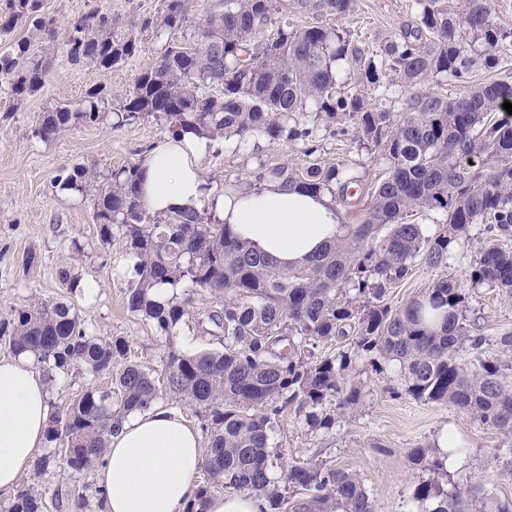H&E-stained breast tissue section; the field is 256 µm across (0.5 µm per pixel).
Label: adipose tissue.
Returning <instances> with one entry per match:
<instances>
[{
    "label": "adipose tissue",
    "mask_w": 512,
    "mask_h": 512,
    "mask_svg": "<svg viewBox=\"0 0 512 512\" xmlns=\"http://www.w3.org/2000/svg\"><path fill=\"white\" fill-rule=\"evenodd\" d=\"M208 146L190 131L153 144L141 168V196L150 211L214 208L240 238L282 267L306 263L345 233L328 195L296 185L268 182L212 197L201 167ZM48 420V385L31 361L0 359V494L16 489L44 446ZM206 454L199 430L182 414L161 404L130 413L97 469L105 512H184Z\"/></svg>",
    "instance_id": "obj_1"
}]
</instances>
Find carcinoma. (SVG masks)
<instances>
[{
    "label": "carcinoma",
    "instance_id": "carcinoma-1",
    "mask_svg": "<svg viewBox=\"0 0 512 512\" xmlns=\"http://www.w3.org/2000/svg\"><path fill=\"white\" fill-rule=\"evenodd\" d=\"M188 2L160 0L141 28L182 29ZM351 2L218 0L197 36L168 43L117 109L123 122L153 118L173 135L231 139L237 151L263 140L313 156L320 137L355 127L361 147L385 157L388 171L372 185L360 222L308 265L277 267L213 210L150 212L141 200L140 161L106 175L86 164L57 175L60 190L93 197L100 242L119 240L133 260L128 310L168 337L190 318L220 348L173 349L158 376L131 358L126 338L89 330L72 303L35 301L0 319V345L27 355L48 382L61 374L111 379L106 389L91 386L68 406H51L49 449L33 461L35 473L60 462L75 474L91 471L129 412L167 396L190 408L208 437L203 481L185 512H205L217 489L262 497L266 512H376L360 475L330 461L291 464L275 475L278 454L269 443L292 407L327 430L360 407L362 388L350 378L354 356L380 373L397 364L408 395L470 415L505 437L498 453L512 458V333L484 335L469 319L475 297L449 275L403 307L386 301L417 259L447 266L477 224L484 237L470 281L512 298V115L502 108L512 103V83L479 84L454 98L421 91L438 77L467 79L480 59L489 65L511 57L512 23L497 15L494 0H415L411 28L366 58L344 29L288 23V14L310 10L342 19ZM19 28L26 35L0 52L7 112L42 88L57 50L75 65L110 71L139 49L136 25H120L101 6L60 39L42 0H0V35ZM350 55L357 68L348 87L338 83L336 62ZM371 92L380 105L370 103ZM110 112L105 88L97 87L45 113L32 134L48 142ZM261 178L327 192L339 204L360 182L343 160L271 168ZM431 212L445 216L432 234L419 223ZM57 276L71 295L83 294L68 264ZM163 285L183 287L186 296L161 303L153 293ZM197 291L221 308L195 313ZM338 339L347 350L314 357L318 345ZM409 457L429 473L413 492L417 512H512V500L485 483L455 481L435 448L419 445ZM46 509L42 492L24 483L6 512Z\"/></svg>",
    "mask_w": 512,
    "mask_h": 512
}]
</instances>
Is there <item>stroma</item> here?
I'll return each instance as SVG.
<instances>
[{
	"instance_id": "1",
	"label": "stroma",
	"mask_w": 512,
	"mask_h": 512,
	"mask_svg": "<svg viewBox=\"0 0 512 512\" xmlns=\"http://www.w3.org/2000/svg\"><path fill=\"white\" fill-rule=\"evenodd\" d=\"M408 4L409 0H352L342 25L359 45L376 50L411 22ZM97 6L126 25L154 15L159 0H43L44 12L53 15L63 30ZM139 38L135 58L109 72L75 65L55 54L41 91L17 111L0 112V319L35 296L49 302L70 299L89 326L105 336L126 337L135 360L158 369L171 349L195 353L214 349L215 344L198 336L193 322L181 324L175 336L168 338L128 311L126 291L134 279L131 260L119 244L100 242L91 198L59 190L55 178L62 169L78 164L107 171L146 159L151 144L167 136L166 126L152 120L119 127L106 122L63 133L49 142L31 134L45 112L78 101L91 88L105 87L113 104H120L173 35L167 32L158 37L149 29ZM317 157L326 162L347 160L369 179L387 167L380 156L361 149L353 128L346 136L323 140ZM307 163L301 150L289 145L262 141L255 149L238 151L231 143L220 142L203 158L202 167L207 183L220 193L228 180L254 183L258 167L301 168ZM478 247L474 239L461 242L445 268L417 262L410 278L390 289L389 304L404 306L446 274L468 282ZM63 262L82 282L94 283L95 291L70 296L56 277ZM476 294L475 318L485 334L512 331V298L485 286L477 288ZM353 372L362 386L363 403L332 430L309 427L302 414L292 409L280 417L270 435L280 464L331 460L363 478L377 512H408L414 488L426 478L411 463L409 451L434 443L447 429L466 439L471 448L456 469L458 480H480L494 495L512 498V465L497 453L501 435L452 406L419 402L401 393L398 365H385L378 373L359 359ZM22 478L42 491L48 512H97L95 473L79 475L62 468L37 475L28 469Z\"/></svg>"
}]
</instances>
